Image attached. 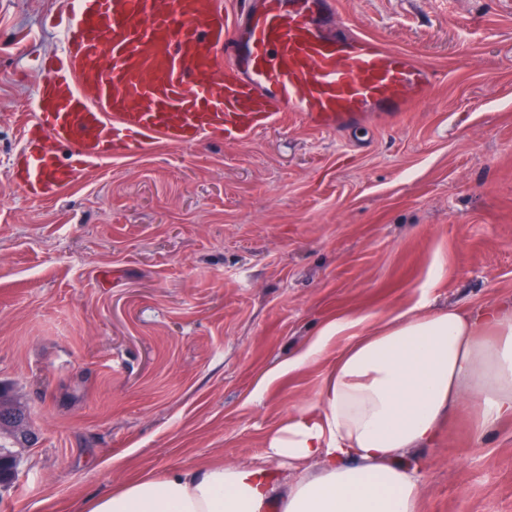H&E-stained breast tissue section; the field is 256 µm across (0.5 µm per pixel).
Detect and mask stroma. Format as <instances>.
<instances>
[{
  "label": "stroma",
  "instance_id": "obj_1",
  "mask_svg": "<svg viewBox=\"0 0 512 512\" xmlns=\"http://www.w3.org/2000/svg\"><path fill=\"white\" fill-rule=\"evenodd\" d=\"M73 0H0V385L35 443L0 512H82L143 472L241 463L349 341L339 316L512 299V0H335L435 69L409 112L336 134L295 112L245 143L157 142L50 200L9 179ZM269 385H262L263 377ZM420 512H512V420L455 414ZM364 320L365 317L354 319L340 317L331 321L301 354L282 363L280 370L281 374L296 371L316 361L323 355L325 349L335 336H339L346 331L359 327Z\"/></svg>",
  "mask_w": 512,
  "mask_h": 512
}]
</instances>
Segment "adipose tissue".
<instances>
[{"instance_id":"ef3b65f1","label":"adipose tissue","mask_w":512,"mask_h":512,"mask_svg":"<svg viewBox=\"0 0 512 512\" xmlns=\"http://www.w3.org/2000/svg\"><path fill=\"white\" fill-rule=\"evenodd\" d=\"M328 323L290 373L354 331L314 397L246 463L138 476L84 512H417L421 453L468 403L476 436L512 419V302Z\"/></svg>"}]
</instances>
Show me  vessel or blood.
Returning a JSON list of instances; mask_svg holds the SVG:
<instances>
[{"instance_id":"1","label":"vessel or blood","mask_w":512,"mask_h":512,"mask_svg":"<svg viewBox=\"0 0 512 512\" xmlns=\"http://www.w3.org/2000/svg\"><path fill=\"white\" fill-rule=\"evenodd\" d=\"M61 22L12 167L36 199L154 141L244 142L285 112L346 132L409 110L437 80L338 23L335 0H76Z\"/></svg>"}]
</instances>
